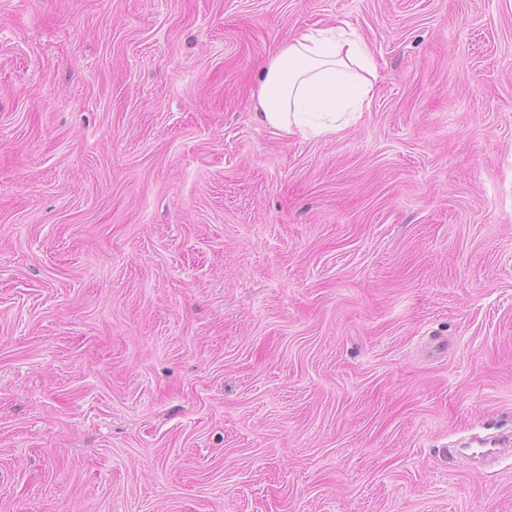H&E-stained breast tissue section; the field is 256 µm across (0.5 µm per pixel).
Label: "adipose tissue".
<instances>
[{
	"label": "adipose tissue",
	"mask_w": 512,
	"mask_h": 512,
	"mask_svg": "<svg viewBox=\"0 0 512 512\" xmlns=\"http://www.w3.org/2000/svg\"><path fill=\"white\" fill-rule=\"evenodd\" d=\"M376 66L362 41L337 28L283 44L259 71L254 120L288 136L336 134L337 112L372 96Z\"/></svg>",
	"instance_id": "ef3b65f1"
}]
</instances>
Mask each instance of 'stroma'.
<instances>
[{"label":"stroma","mask_w":512,"mask_h":512,"mask_svg":"<svg viewBox=\"0 0 512 512\" xmlns=\"http://www.w3.org/2000/svg\"><path fill=\"white\" fill-rule=\"evenodd\" d=\"M341 26L335 135L254 122ZM512 0H0V512H512ZM341 30L301 35L276 51L256 79L253 119L258 124L288 136L335 135L341 129L336 112L348 103H369L376 66L362 41ZM310 112L328 121L309 125Z\"/></svg>","instance_id":"1"}]
</instances>
